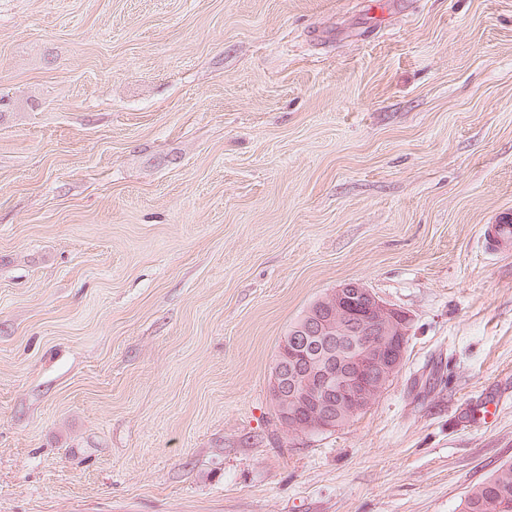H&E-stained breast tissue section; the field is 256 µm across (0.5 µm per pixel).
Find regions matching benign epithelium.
<instances>
[{
	"instance_id": "1",
	"label": "benign epithelium",
	"mask_w": 512,
	"mask_h": 512,
	"mask_svg": "<svg viewBox=\"0 0 512 512\" xmlns=\"http://www.w3.org/2000/svg\"><path fill=\"white\" fill-rule=\"evenodd\" d=\"M406 318L359 281L336 288L278 347L270 398L283 419L311 394L334 397L347 414L357 413L396 367L374 337L405 335ZM335 423L334 413L320 402L300 430L327 431Z\"/></svg>"
}]
</instances>
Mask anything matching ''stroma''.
<instances>
[{
  "mask_svg": "<svg viewBox=\"0 0 512 512\" xmlns=\"http://www.w3.org/2000/svg\"><path fill=\"white\" fill-rule=\"evenodd\" d=\"M512 0H0V512H461L512 462ZM357 280L405 361L291 434ZM353 298H358L362 302L364 313L359 314L357 318L351 316ZM321 304L310 312L294 331L283 337L277 350L276 368L270 387V398L282 409V417L287 423L288 416L291 415L288 408L296 409L310 394L315 397L321 395L313 419L300 426L303 432L312 429L331 430L334 429L335 423L338 428L354 416L345 421H336L339 407H336L334 418V413L323 403L325 396H330L332 401L336 396L337 405L341 404L349 415L364 407L379 390L384 378L390 376L397 363L402 360L400 356L396 363H391L385 351L386 347L375 342L373 336H403L406 332V313L383 302L359 281H349L340 285ZM325 308L329 309L328 316L321 311ZM336 336L345 337L353 344V348L346 351L349 365L347 374L336 377V371L330 370L329 363L322 357H317L321 352L318 351L308 360V369L302 378L297 377L288 382V369H292L298 359L307 358L305 350L309 339L332 342L336 341ZM407 342L408 336H403L401 341L391 340L388 349L400 354L403 348L405 354ZM371 403L363 409L369 407Z\"/></svg>",
  "mask_w": 512,
  "mask_h": 512,
  "instance_id": "stroma-1",
  "label": "stroma"
}]
</instances>
